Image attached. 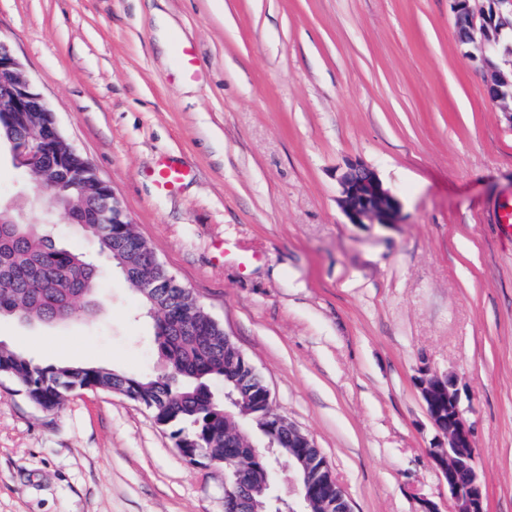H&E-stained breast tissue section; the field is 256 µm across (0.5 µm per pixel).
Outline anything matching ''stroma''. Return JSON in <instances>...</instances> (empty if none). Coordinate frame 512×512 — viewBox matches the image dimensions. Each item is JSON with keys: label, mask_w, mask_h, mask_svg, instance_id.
<instances>
[{"label": "stroma", "mask_w": 512, "mask_h": 512, "mask_svg": "<svg viewBox=\"0 0 512 512\" xmlns=\"http://www.w3.org/2000/svg\"><path fill=\"white\" fill-rule=\"evenodd\" d=\"M0 42L353 512H448L425 369L457 373L487 512H512V232L496 220L512 207V120L451 0H0ZM354 160L398 198L397 224L350 223L337 177ZM166 161L194 172L171 193L151 177ZM27 181L1 141L0 203L32 199V224L94 252ZM98 262L96 313L0 316V343L163 376L152 320ZM224 480L121 394L47 412L0 378V512H224Z\"/></svg>", "instance_id": "1"}]
</instances>
